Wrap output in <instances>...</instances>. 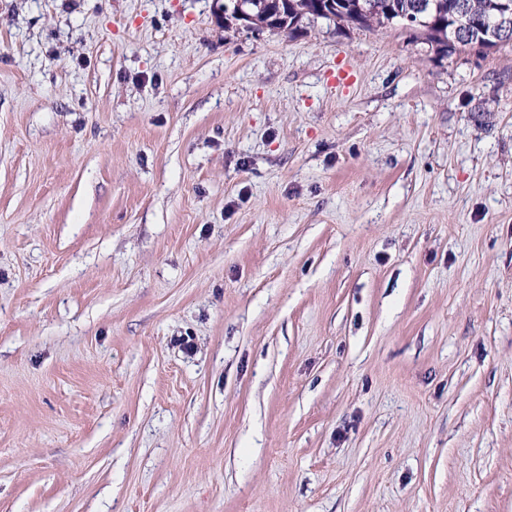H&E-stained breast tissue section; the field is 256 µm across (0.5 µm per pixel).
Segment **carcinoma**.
<instances>
[{
	"instance_id": "1",
	"label": "carcinoma",
	"mask_w": 512,
	"mask_h": 512,
	"mask_svg": "<svg viewBox=\"0 0 512 512\" xmlns=\"http://www.w3.org/2000/svg\"><path fill=\"white\" fill-rule=\"evenodd\" d=\"M336 10L326 15L328 0H281V14L272 17L255 14L257 22L268 26L271 32L290 34L302 28L306 20L323 19L328 25L340 30L355 26L371 28L392 24L397 14L421 13L422 23L413 27L426 44L448 55L457 51L473 49L486 38L478 28L465 29L466 37L457 45H450L440 35H448V27L455 23L459 5L466 6L469 12L481 14L493 7L495 0H333Z\"/></svg>"
}]
</instances>
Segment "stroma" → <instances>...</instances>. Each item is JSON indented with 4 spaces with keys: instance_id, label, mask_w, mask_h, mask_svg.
Segmentation results:
<instances>
[{
    "instance_id": "35a3bbf8",
    "label": "stroma",
    "mask_w": 512,
    "mask_h": 512,
    "mask_svg": "<svg viewBox=\"0 0 512 512\" xmlns=\"http://www.w3.org/2000/svg\"><path fill=\"white\" fill-rule=\"evenodd\" d=\"M0 512H512V44L0 0Z\"/></svg>"
}]
</instances>
